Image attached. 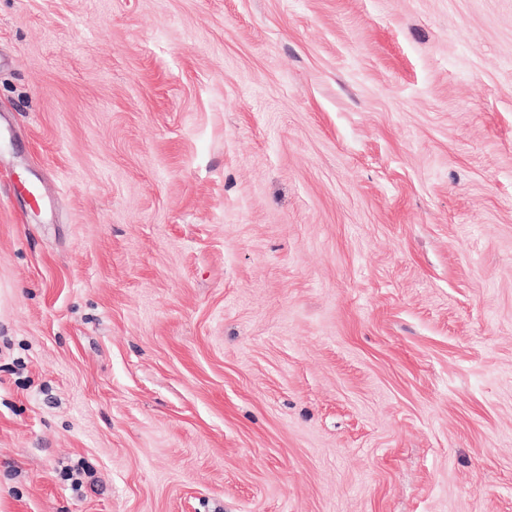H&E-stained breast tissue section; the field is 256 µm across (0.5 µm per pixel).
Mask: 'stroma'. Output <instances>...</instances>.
<instances>
[{
	"label": "stroma",
	"mask_w": 512,
	"mask_h": 512,
	"mask_svg": "<svg viewBox=\"0 0 512 512\" xmlns=\"http://www.w3.org/2000/svg\"><path fill=\"white\" fill-rule=\"evenodd\" d=\"M0 512H512V0H0Z\"/></svg>",
	"instance_id": "1"
}]
</instances>
